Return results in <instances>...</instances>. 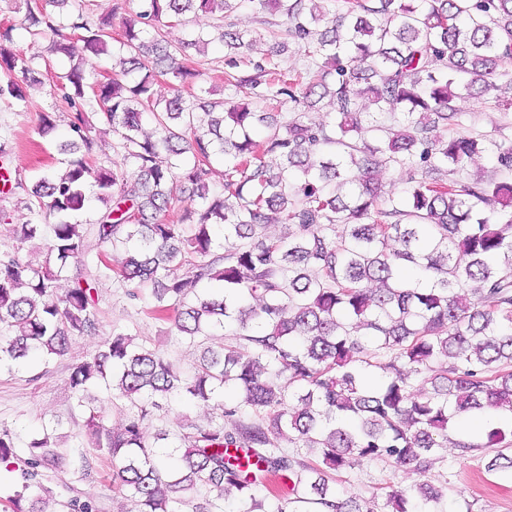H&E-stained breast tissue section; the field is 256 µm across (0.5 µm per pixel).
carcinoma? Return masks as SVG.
I'll list each match as a JSON object with an SVG mask.
<instances>
[{
	"label": "carcinoma",
	"mask_w": 512,
	"mask_h": 512,
	"mask_svg": "<svg viewBox=\"0 0 512 512\" xmlns=\"http://www.w3.org/2000/svg\"><path fill=\"white\" fill-rule=\"evenodd\" d=\"M4 2L23 17L0 26V68L36 80L46 43L69 58L53 84L71 112L65 173L41 174L28 192L26 208L51 227L41 261L23 249L42 225L0 212L11 241L0 249V365L63 357L75 338L97 335L104 280L132 301L149 290L147 314L199 350L185 375L114 331L70 368L91 445L139 512H180L187 490L206 491L197 512H409L408 496L384 487L370 507L339 497L331 475L386 459L423 476L448 451L455 417L512 413V181L467 172L484 139L461 130L455 105L500 90L493 78L512 66V0H250L285 17L306 65L281 71L282 42L272 56L229 60L225 80L260 101L304 108L281 119L203 88L185 94L201 73L184 51L203 53L210 40L193 31L173 44L162 33L200 11L220 21L216 40L245 53L252 30L224 23L242 0H140L118 39L83 0H46L56 12L37 0ZM64 30L110 66L86 73ZM19 36L34 52L16 49ZM162 78L168 98L156 94ZM315 96L329 99L333 122L305 112ZM2 99L26 94L10 77L0 80ZM364 100L381 114L401 111L403 129L377 125ZM95 107L118 137L121 161L110 167L90 164ZM493 147L500 169L512 171V142ZM269 154L281 161L276 172ZM217 164L220 193L210 188ZM392 166L406 172L405 197L384 196L376 179ZM89 183L103 209L84 224L76 216ZM271 223L283 234H267ZM70 262L76 272L60 293ZM230 324L236 342L210 343ZM425 373L429 395L412 385ZM95 385L127 406L120 426L87 399ZM228 389L240 396L221 408L232 430L189 421L174 437L160 429L146 441L172 398L207 405ZM55 430L43 427L23 460L0 424V465L23 463L11 512H48L53 490L38 476L65 464ZM284 442L320 461L289 455ZM454 446L488 449L486 470L512 476V422ZM444 496L424 481L416 512H441Z\"/></svg>",
	"instance_id": "cac0c4a2"
}]
</instances>
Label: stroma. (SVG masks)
Wrapping results in <instances>:
<instances>
[{"instance_id": "35a3bbf8", "label": "stroma", "mask_w": 512, "mask_h": 512, "mask_svg": "<svg viewBox=\"0 0 512 512\" xmlns=\"http://www.w3.org/2000/svg\"><path fill=\"white\" fill-rule=\"evenodd\" d=\"M224 55L223 47L213 44L205 53H190L189 62L201 71L200 85L210 91L212 98L230 101L234 94L225 84ZM60 67L59 58L44 57L36 67L38 83L29 88L26 102L0 101V139L10 148L6 166L25 181L60 167L59 146L66 138L65 127H58L48 140L40 138L36 130L39 113L53 112L63 117L68 112L61 93L52 88V77ZM457 106L463 114L464 131L497 142L512 140V108L499 106L495 94L479 99L465 96L458 100ZM150 303V294L132 302L122 289L104 281L99 288L98 335L76 338L69 354L52 360L50 365H42L35 359L23 369L0 370V423L14 431L19 455H26L29 441L41 432L43 425L51 421L60 424L61 451L67 463L64 468L41 472L42 482L56 494L51 504L53 512H67L65 504L74 497L92 498L98 512H134L136 508L133 500L113 490L111 479L103 475L105 466L97 451L88 447L83 419L74 406L67 377L72 363L93 352L101 338L115 330L136 336L148 347L164 353L182 372H191L198 357L197 349L177 335L170 323L147 316L145 310ZM220 414L219 406L214 403L193 407L176 401L153 420L147 432L152 435L162 428L175 433L184 416L204 423ZM85 457L93 462L92 470L86 474L81 471V460ZM486 462V449L455 445L444 459L436 461L429 479L446 486V512H512V479L489 474L485 470ZM416 481L409 467L372 462L342 475L336 490L365 502L380 486L409 492Z\"/></svg>"}]
</instances>
